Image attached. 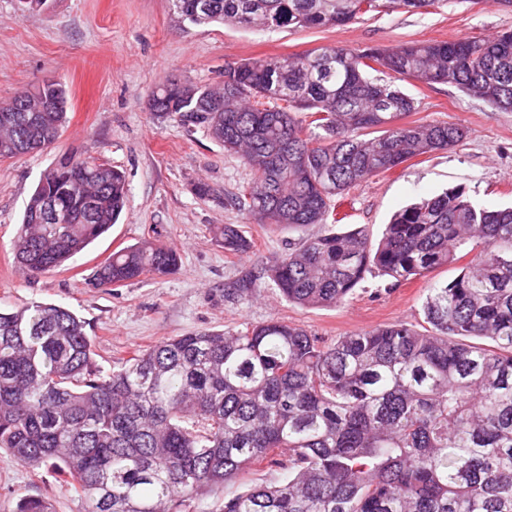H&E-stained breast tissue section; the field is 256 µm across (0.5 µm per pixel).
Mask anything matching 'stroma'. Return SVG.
I'll return each instance as SVG.
<instances>
[{"label": "stroma", "mask_w": 512, "mask_h": 512, "mask_svg": "<svg viewBox=\"0 0 512 512\" xmlns=\"http://www.w3.org/2000/svg\"><path fill=\"white\" fill-rule=\"evenodd\" d=\"M512 29V9L488 0H440L423 12L366 15L332 28L262 31L221 24L179 30L171 0H47L22 12L0 0V102L43 79L68 92V121L52 149L0 160V306L27 302L65 306L87 323L96 362L111 370L139 347L197 331H231L272 319L299 325L331 341L396 321L423 327L428 287L460 273L456 264L396 286L367 275L352 298L333 307L289 303L272 284L235 299L243 280L272 263L300 238L319 233L310 225L273 230L248 222L226 198L250 180L241 159L202 130L159 121L146 109L156 85L178 78L199 85L223 79L225 60H287L326 46L360 50L416 41L488 37ZM417 101L411 124L448 123L464 128L453 148L408 160L351 187L342 206L347 223L379 237L395 211L420 198L461 185L477 203L512 204V111L493 109L459 90L414 81L403 84ZM88 158L123 170L127 205L110 231L69 262L35 278L14 262L13 242L25 203L54 161ZM209 185V195L195 192ZM241 225L251 248L225 252L218 229ZM156 237L179 256L178 270L113 288L91 278L113 251ZM49 501L55 512H80L78 498L51 471H33L0 450V512H14L20 498Z\"/></svg>", "instance_id": "1"}]
</instances>
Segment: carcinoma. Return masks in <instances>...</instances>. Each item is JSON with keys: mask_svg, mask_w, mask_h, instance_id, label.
<instances>
[{"mask_svg": "<svg viewBox=\"0 0 512 512\" xmlns=\"http://www.w3.org/2000/svg\"><path fill=\"white\" fill-rule=\"evenodd\" d=\"M172 2L182 29L280 31L436 0ZM406 78L511 111L512 30L226 61L222 86L166 80L147 109L240 156L251 182L228 203L247 219L322 225L258 269L244 296L269 281L291 303L333 307L372 270L400 283L469 258L456 278L429 288V328L394 322L327 342L270 320L175 336L105 372L70 309H0V449L51 470L81 512H197L204 495L266 460L286 476L218 497L211 512H512V207L479 206L458 185L396 211L375 244L360 227L337 229L335 199L352 186L464 136L456 124L402 122L416 110ZM67 102L61 84L43 82L1 103L0 157L49 147ZM48 198L57 218L42 222ZM127 199L121 170L60 158L25 204L16 265L27 276L65 266L117 223ZM219 236L229 254L249 248L235 224ZM178 264L174 249L146 240L112 252L94 283L162 278ZM16 512L52 510L22 498Z\"/></svg>", "mask_w": 512, "mask_h": 512, "instance_id": "cac0c4a2", "label": "carcinoma"}]
</instances>
